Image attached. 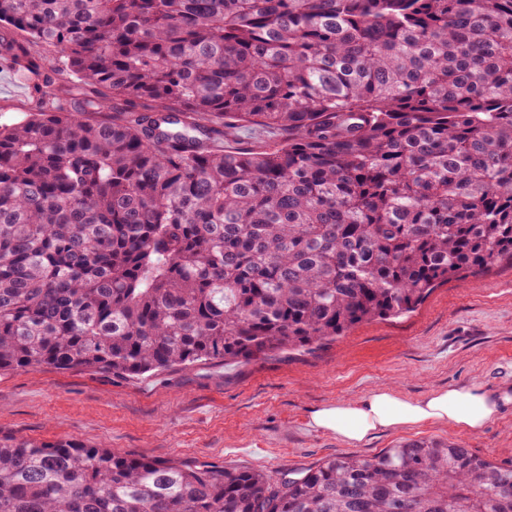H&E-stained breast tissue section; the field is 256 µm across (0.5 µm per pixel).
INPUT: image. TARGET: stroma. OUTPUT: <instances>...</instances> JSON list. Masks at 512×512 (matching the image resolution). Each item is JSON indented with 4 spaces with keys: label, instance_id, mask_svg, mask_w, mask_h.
Listing matches in <instances>:
<instances>
[{
    "label": "stroma",
    "instance_id": "stroma-1",
    "mask_svg": "<svg viewBox=\"0 0 512 512\" xmlns=\"http://www.w3.org/2000/svg\"><path fill=\"white\" fill-rule=\"evenodd\" d=\"M468 382L512 385L510 263L449 280L413 312L358 324L309 349L202 362L133 381L47 367L1 371L0 434L270 473L434 439L512 465V408L474 435L423 427L379 434L357 448L309 426L314 408L381 386L418 398Z\"/></svg>",
    "mask_w": 512,
    "mask_h": 512
}]
</instances>
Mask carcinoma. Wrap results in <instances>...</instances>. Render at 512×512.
Segmentation results:
<instances>
[{"label": "carcinoma", "mask_w": 512, "mask_h": 512, "mask_svg": "<svg viewBox=\"0 0 512 512\" xmlns=\"http://www.w3.org/2000/svg\"><path fill=\"white\" fill-rule=\"evenodd\" d=\"M0 370L304 348L512 261V0H0ZM0 512H512L402 441L270 474L0 436ZM16 74L17 72L0 60V122L11 121L18 109H25L35 101L32 87H27V91L22 96L19 95L13 84Z\"/></svg>", "instance_id": "1"}]
</instances>
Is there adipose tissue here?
<instances>
[{"mask_svg": "<svg viewBox=\"0 0 512 512\" xmlns=\"http://www.w3.org/2000/svg\"><path fill=\"white\" fill-rule=\"evenodd\" d=\"M511 406L512 388L492 390L479 382L437 388L417 399L392 388H377L354 399L315 408L310 425L346 445L356 446L379 432L427 423L474 434Z\"/></svg>", "mask_w": 512, "mask_h": 512, "instance_id": "adipose-tissue-1", "label": "adipose tissue"}]
</instances>
